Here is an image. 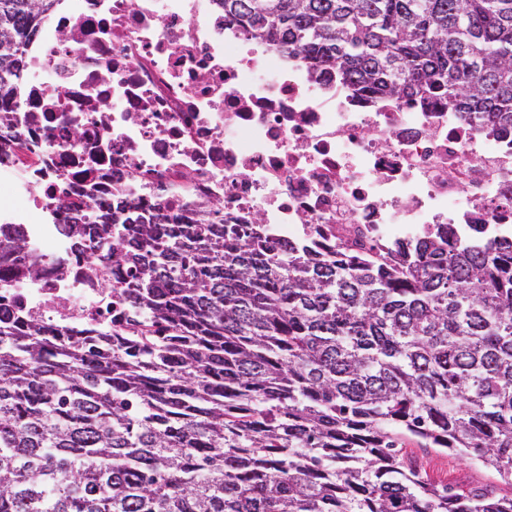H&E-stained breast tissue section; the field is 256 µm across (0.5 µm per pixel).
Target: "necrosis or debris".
<instances>
[{
  "label": "necrosis or debris",
  "mask_w": 512,
  "mask_h": 512,
  "mask_svg": "<svg viewBox=\"0 0 512 512\" xmlns=\"http://www.w3.org/2000/svg\"><path fill=\"white\" fill-rule=\"evenodd\" d=\"M19 83L0 111V230L22 228L38 265L15 275L0 258V296L30 321L82 332L132 315L70 233L123 201L356 255L439 224L512 234V133L365 103L217 0H62L24 45Z\"/></svg>",
  "instance_id": "4bbe7bcc"
}]
</instances>
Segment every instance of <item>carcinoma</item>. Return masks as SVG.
<instances>
[{
    "mask_svg": "<svg viewBox=\"0 0 512 512\" xmlns=\"http://www.w3.org/2000/svg\"><path fill=\"white\" fill-rule=\"evenodd\" d=\"M59 2L0 0V102ZM221 2L367 100L512 126V0ZM117 210L75 233L149 319L100 346L0 307V512H512V241L439 224L361 261ZM410 438L497 484L435 485Z\"/></svg>",
    "mask_w": 512,
    "mask_h": 512,
    "instance_id": "obj_1",
    "label": "carcinoma"
}]
</instances>
